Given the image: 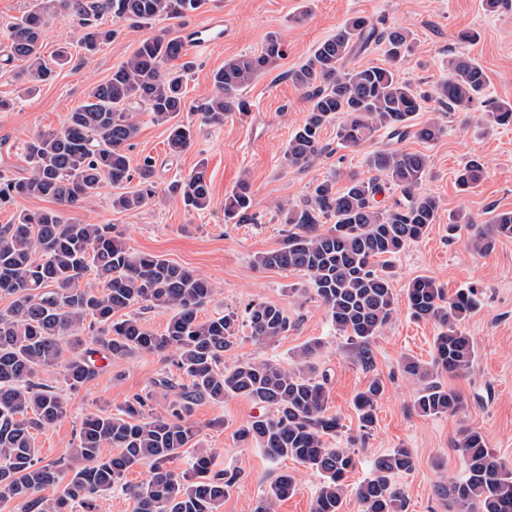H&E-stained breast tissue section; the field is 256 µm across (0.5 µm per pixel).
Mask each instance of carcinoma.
Listing matches in <instances>:
<instances>
[{
    "label": "carcinoma",
    "instance_id": "carcinoma-1",
    "mask_svg": "<svg viewBox=\"0 0 512 512\" xmlns=\"http://www.w3.org/2000/svg\"><path fill=\"white\" fill-rule=\"evenodd\" d=\"M202 0H103L89 6L84 0H34L31 9L8 27V61L29 82H44L52 68L42 54L40 39L47 20L61 11L80 17V43L88 52L113 36L96 23L107 10L118 19L149 24L176 19L199 9ZM382 43L391 63L411 49L410 32L401 27L376 31L367 18L348 19L334 36L320 43L311 57L291 72L292 80L308 95L310 108L284 151L288 168L310 166L320 155V133L337 119L336 137L345 148H356L382 131L390 139L411 134L421 143L442 134L437 121L414 123L423 102L431 97L451 112H468L484 96L485 70L469 57L448 60V75L432 92H422L401 80L394 67L349 69L346 62L356 47ZM177 37L143 41L111 76L91 86L85 100L68 113L58 129L39 131L25 144L29 176L16 179L0 174V203L15 198L51 199L77 208L106 185L120 188L131 182L128 151L137 133L133 110L145 109L151 120L167 125V145L173 154L191 147L195 131L179 119L185 108V71L165 68L183 52ZM284 55L281 39L271 34L257 53L224 62L212 74L213 93L204 106V120L224 125V116L249 112L247 87L274 67ZM490 126L512 125V104L492 102L486 110ZM372 176L315 185L301 207H278L289 226L283 247L260 253V269L300 271L308 290L327 308L336 333L352 345L360 363H370V346L394 319L390 260L407 244L422 238L435 223L436 197L421 191L429 156L389 146L368 154ZM207 164L200 160L190 175L172 185L188 208L202 210L211 200ZM136 171L142 188L112 194V209L135 211L152 193L154 159L146 156ZM485 174L477 158L458 171L460 190L475 188ZM400 191L402 199L388 208L376 197L385 190ZM255 198L247 181H240L224 201V218L237 224L254 222ZM332 225L320 229L322 220ZM501 238H512V212L495 214L489 224L469 238L470 247L486 254ZM93 274L101 287H83ZM216 288L207 278L157 255L131 250L112 224H84L63 218L56 210H24L14 224L0 225V295L13 297L0 311V502L21 501V512H96L98 497L120 486L124 473L148 466V480L123 490L136 501V512H216L235 487L234 471L211 469V456L201 455L178 472L172 464L181 449L196 444L198 431L190 422L195 402H222L245 397L265 413L239 428L236 437L261 448L272 460L292 458L322 474L313 512H343L347 497L345 475L356 467L354 450L332 440L342 428L327 413L325 379L313 374L311 359L322 349L319 341L304 345L293 367L270 360L224 365V354L238 346L242 328L261 345L287 335L293 325L288 313L268 302L248 304L205 321L201 308ZM410 315L438 323L432 362L406 356L402 371L420 388L414 410L422 416L456 415L468 401L439 380V373H461L475 361L474 339L462 322L480 306L476 288L448 297L429 277H417L406 288ZM136 305L167 309L172 315L162 332L145 326L129 313ZM99 324L97 333L88 330ZM104 351L114 358L147 352L170 359L186 375L185 385L167 377L159 385L176 392L164 413L154 414V394H135L118 414H90L81 424L67 462L69 481L59 487L58 469L37 457L33 432L67 415V403L56 387L42 382V370L60 365L63 383L77 390L93 381L97 368L91 356ZM385 391L372 380L354 400L360 430L376 421V406ZM118 453L105 458L102 445ZM465 475L450 479L439 495L452 512H512V470L499 465L484 435L470 427L460 430L455 443ZM415 468L410 449L389 450L374 463L371 476L355 489L361 512H405L406 500L393 476ZM296 488L295 476L279 473L258 499L255 512H276L279 501Z\"/></svg>",
    "mask_w": 512,
    "mask_h": 512
}]
</instances>
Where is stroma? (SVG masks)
Listing matches in <instances>:
<instances>
[{
  "instance_id": "35a3bbf8",
  "label": "stroma",
  "mask_w": 512,
  "mask_h": 512,
  "mask_svg": "<svg viewBox=\"0 0 512 512\" xmlns=\"http://www.w3.org/2000/svg\"><path fill=\"white\" fill-rule=\"evenodd\" d=\"M217 16L227 31L222 42L200 49L185 47L183 55L169 63L170 68L186 71V109L181 118L196 130L192 146L182 154H170L166 126L154 124L146 112H136L138 131L131 162L139 164L147 155L154 158L153 195L139 210L119 212L112 208L113 189L108 186L82 207L65 208L61 214L85 224L117 225L133 249L161 256L209 279L216 293L202 309L201 318L240 312L260 301L285 309L295 322L287 336L270 345L242 337L225 356V364L270 359L287 365L303 345L321 342L323 349L313 363L328 378V411L343 425L340 442H352L359 459L349 475L350 486L370 476L376 457L404 446L416 460L412 472L394 478L405 495L406 512H449L438 488L464 474L454 447L461 427L479 429L496 460L512 469V238L500 239L486 255L468 245L474 226L512 210V126L491 129L484 119L485 101L512 103V8L503 2L490 12L485 0H207L179 21L144 25L104 14V27L115 29L116 34L91 56L78 44L76 17L62 13L44 27L42 51L49 58L64 45L71 60L56 69L50 82L27 92L14 68L0 63V97L12 102L11 111L0 112V173L25 177V142L37 131L60 127L68 112L83 102L88 88L108 79L144 39L167 31L180 37ZM354 16L366 17L380 29L401 26L409 30L413 49L399 63L398 74L414 85L432 88L447 75L448 60L456 55L475 58L488 75L485 100L472 109L468 119L430 100L415 120L441 122L443 135L430 144L410 136L394 143L397 149L429 156V174L422 189L438 198L440 209L423 238L407 245L393 260L397 314L372 343L368 366L360 364L355 351L336 334L321 302L306 292L303 273L260 270L253 265L256 253L280 248L286 240L287 227L277 203H303L311 188L325 179L342 184L352 174L368 177L367 155L389 143L381 132L358 148L341 147L337 126L330 123L320 135L322 151L309 167L289 169L283 163L288 140L309 108L305 91L290 74ZM464 31L478 33V41L460 42L458 35ZM272 32L280 34L284 56L246 89L251 104L248 115H229L220 126L204 123L201 107L213 93L212 73L230 58L260 51ZM474 156L482 159L487 174L477 187L464 193L457 188L455 175ZM201 160L207 163L211 202L202 210L188 209L169 187L187 177ZM242 179L250 182L256 196L258 217L251 224L224 219V196ZM452 215L466 219L453 236L448 233ZM419 276L433 278L449 296L472 286L481 293L480 308L462 324L475 341L476 360L467 372L440 377L441 383L468 400L465 412L456 416L416 413L413 401L419 385L400 370L405 356L430 361L434 338L440 332L437 324L414 320L407 310L406 286ZM176 372L171 361L149 353L109 359L91 383L64 391L65 418L35 432L39 458L46 464L66 458L86 415L102 409L119 412L134 394L152 390L158 379ZM376 378L383 381L385 392L377 403L375 426L364 436L354 398ZM258 413L243 397L197 402L191 420L198 429L199 444L184 451L177 468H187L196 451L207 450L217 467L239 472L237 486L218 512H254L258 497L277 471L288 470L295 473L297 488L278 503L276 512H311L321 484L317 472L290 458L271 461L262 450L236 441L237 429Z\"/></svg>"
}]
</instances>
